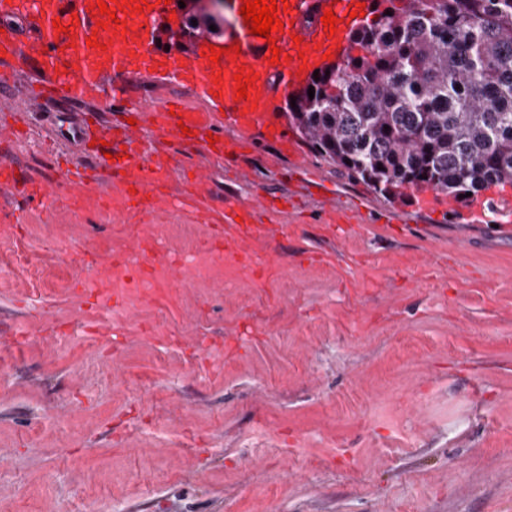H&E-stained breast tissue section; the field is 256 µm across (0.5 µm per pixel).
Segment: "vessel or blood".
<instances>
[{
	"label": "vessel or blood",
	"mask_w": 512,
	"mask_h": 512,
	"mask_svg": "<svg viewBox=\"0 0 512 512\" xmlns=\"http://www.w3.org/2000/svg\"><path fill=\"white\" fill-rule=\"evenodd\" d=\"M149 6L137 12L126 8V0H111L115 21L99 26L96 0H0V16L20 13L33 18L38 30L36 41H23L12 30L0 33V78L9 80L30 65H37L42 75L39 88L70 102L88 99L101 92L106 73L161 72L179 77L195 87L205 98L220 97L224 114L170 110L154 102L134 104L132 110L138 127L123 129L119 145L110 154L95 152L98 166L122 172L114 186L124 210L146 212L155 199L163 197L169 162L156 146L158 140L174 137L191 142L201 150L194 174L186 182L183 195L195 213L211 222L215 235L211 252L240 256L256 267L267 261L260 247L262 241L288 234L284 224L256 223L255 210H244L228 203L223 216H213L210 209L209 171L213 161L248 148L249 139L267 130L270 140L293 150L294 144L283 126L268 125L277 86H295L305 82L314 71L322 70L328 59H341L351 49L348 39L352 29L372 15L376 0H288V9L279 11L282 29L272 36L280 50L279 60H272L264 39L251 34L241 17V0H230L236 11L239 53H227L219 62H210L204 51L210 39L199 36L191 51L173 52L163 48L155 34L156 23L169 8L160 0H148ZM337 17L336 32H329L321 18L325 9ZM96 38L97 47L86 44ZM252 76L246 97L236 94L238 71ZM228 125L235 133L226 136L220 126ZM0 186L9 187L21 197L40 201L49 194L44 183L20 181L9 161L0 162ZM167 275L177 274L178 259L165 255L159 238L140 231H127L124 248L114 260L99 265L95 277L81 279V302L105 310L123 307L130 289L151 284L156 267Z\"/></svg>",
	"instance_id": "vessel-or-blood-1"
}]
</instances>
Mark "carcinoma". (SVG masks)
Wrapping results in <instances>:
<instances>
[{
    "label": "carcinoma",
    "mask_w": 512,
    "mask_h": 512,
    "mask_svg": "<svg viewBox=\"0 0 512 512\" xmlns=\"http://www.w3.org/2000/svg\"><path fill=\"white\" fill-rule=\"evenodd\" d=\"M219 19L199 9L169 38ZM350 41L360 54L288 105L315 152L390 199L431 189L468 206L512 187V0H380Z\"/></svg>",
    "instance_id": "obj_1"
}]
</instances>
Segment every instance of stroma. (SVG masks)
<instances>
[{
    "instance_id": "1",
    "label": "stroma",
    "mask_w": 512,
    "mask_h": 512,
    "mask_svg": "<svg viewBox=\"0 0 512 512\" xmlns=\"http://www.w3.org/2000/svg\"><path fill=\"white\" fill-rule=\"evenodd\" d=\"M107 104L28 98L0 142L32 202L0 189V512H512V230L395 201L343 175L289 128L211 171L214 212L288 197L263 275L195 281L166 303L98 316L75 276L129 225L162 224L194 256L208 228L183 204L197 147L163 140L166 205L73 204L65 161L149 99L220 106L171 76L108 75ZM357 207V229L328 214ZM310 251L326 253L322 262ZM219 348L204 368L195 344Z\"/></svg>"
}]
</instances>
